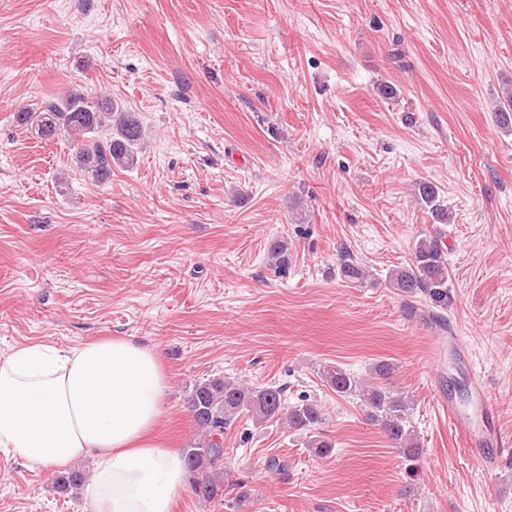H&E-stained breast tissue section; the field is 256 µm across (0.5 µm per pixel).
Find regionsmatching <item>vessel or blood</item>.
Segmentation results:
<instances>
[{"label":"vessel or blood","instance_id":"1","mask_svg":"<svg viewBox=\"0 0 512 512\" xmlns=\"http://www.w3.org/2000/svg\"><path fill=\"white\" fill-rule=\"evenodd\" d=\"M476 414H469L458 407L445 394H438L437 400L449 423L465 437V445L471 457L484 470H493L500 459V449L512 446V439L504 436L496 422L493 404L479 380L471 382Z\"/></svg>","mask_w":512,"mask_h":512}]
</instances>
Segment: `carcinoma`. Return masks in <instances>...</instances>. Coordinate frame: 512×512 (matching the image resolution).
Listing matches in <instances>:
<instances>
[{"label":"carcinoma","mask_w":512,"mask_h":512,"mask_svg":"<svg viewBox=\"0 0 512 512\" xmlns=\"http://www.w3.org/2000/svg\"><path fill=\"white\" fill-rule=\"evenodd\" d=\"M495 112L500 125L507 127L512 123V91L499 102ZM18 119L41 139L60 135L77 139L75 166L96 182L109 179L112 167H130L137 161L136 146L143 135L142 127L134 113L104 93L90 96L72 89L62 98L23 107ZM418 201L439 223L450 220L431 184H419ZM268 256L277 268H288V241H273ZM339 274L349 283L361 284L369 277L366 269L351 258L341 262ZM386 281L401 293H423L434 308H447L448 260L440 234L429 233L416 239L411 262L390 270ZM394 371L392 362L378 360L369 368L366 378L338 365L324 366L321 377L337 396L359 401L368 418L382 428L393 446L414 458L420 453L421 441L410 421L409 400L387 386ZM187 404L198 437L182 452L188 470L199 476L195 493L206 502L224 497V433L238 417L246 416L256 424L284 418L290 428L309 431L317 429L323 421L322 412L314 404L288 405L281 386H246L229 378L195 384ZM83 482L82 473L76 470L65 471L56 478L57 487L64 490Z\"/></svg>","instance_id":"obj_1"}]
</instances>
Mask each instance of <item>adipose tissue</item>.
<instances>
[{
  "label": "adipose tissue",
  "instance_id": "adipose-tissue-1",
  "mask_svg": "<svg viewBox=\"0 0 512 512\" xmlns=\"http://www.w3.org/2000/svg\"><path fill=\"white\" fill-rule=\"evenodd\" d=\"M167 390L157 347L132 336L17 346L0 356V448L34 468L94 458L90 512H172L186 469L150 437Z\"/></svg>",
  "mask_w": 512,
  "mask_h": 512
}]
</instances>
